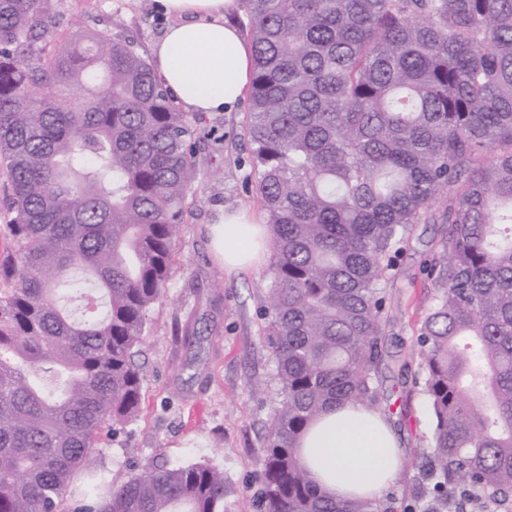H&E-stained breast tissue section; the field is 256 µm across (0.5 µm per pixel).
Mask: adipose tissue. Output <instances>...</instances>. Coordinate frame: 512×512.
<instances>
[{"label": "adipose tissue", "instance_id": "1", "mask_svg": "<svg viewBox=\"0 0 512 512\" xmlns=\"http://www.w3.org/2000/svg\"><path fill=\"white\" fill-rule=\"evenodd\" d=\"M175 19L152 48L164 88L188 112L236 109L250 84L252 46L229 19L235 0H161ZM209 234L217 261L236 271L255 266L264 225L246 209L225 210ZM304 454L338 498H381L393 485L400 451L391 424L378 410L348 405L321 419L306 437Z\"/></svg>", "mask_w": 512, "mask_h": 512}]
</instances>
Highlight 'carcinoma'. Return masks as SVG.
<instances>
[{"label": "carcinoma", "mask_w": 512, "mask_h": 512, "mask_svg": "<svg viewBox=\"0 0 512 512\" xmlns=\"http://www.w3.org/2000/svg\"><path fill=\"white\" fill-rule=\"evenodd\" d=\"M253 49L240 137L272 259L262 316L281 399L258 512L344 501L300 442L347 402L379 410L383 290L415 224H443L417 337L435 416L433 512H512V0H239ZM139 45L64 39L51 0H0V512H222L224 473L155 466L87 487L105 429L140 413L137 360L200 168ZM446 204L441 214L434 206ZM83 297V316L61 288ZM4 176H0V263L5 257L11 254L14 250V245L11 237L6 228L7 221L9 220L8 208L10 205V198L6 189Z\"/></svg>", "instance_id": "cac0c4a2"}]
</instances>
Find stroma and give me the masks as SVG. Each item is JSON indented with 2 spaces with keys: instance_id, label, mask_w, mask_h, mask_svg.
Returning a JSON list of instances; mask_svg holds the SVG:
<instances>
[{
  "instance_id": "1",
  "label": "stroma",
  "mask_w": 512,
  "mask_h": 512,
  "mask_svg": "<svg viewBox=\"0 0 512 512\" xmlns=\"http://www.w3.org/2000/svg\"><path fill=\"white\" fill-rule=\"evenodd\" d=\"M60 33L72 17L85 29L137 39L151 50L169 17L159 0H53ZM241 112L211 117L198 129L200 181L175 241V263L165 296L149 313L139 347L146 377L141 412L116 432H103V480L120 483L156 465L195 462L224 473V512H255L257 472L273 411L280 399L274 360L265 343L261 310L268 265L230 272L215 260L207 224L224 209L259 211L256 177L239 141ZM441 225L418 224L385 284V386L401 468L385 499L394 512H430L419 486L430 456L433 416L413 378L416 337L433 304L425 270Z\"/></svg>"
}]
</instances>
